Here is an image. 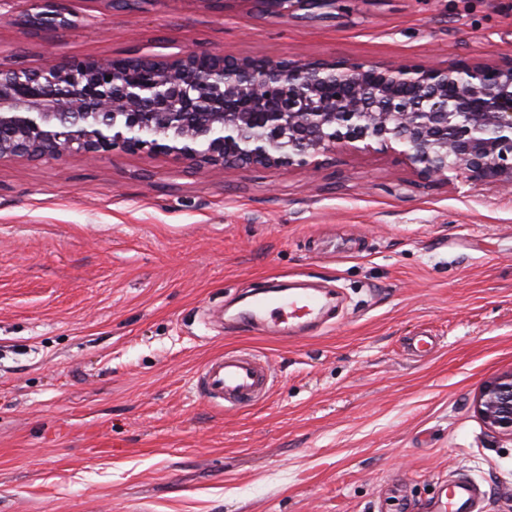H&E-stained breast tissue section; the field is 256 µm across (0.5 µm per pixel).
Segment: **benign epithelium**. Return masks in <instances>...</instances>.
Listing matches in <instances>:
<instances>
[{
    "label": "benign epithelium",
    "mask_w": 512,
    "mask_h": 512,
    "mask_svg": "<svg viewBox=\"0 0 512 512\" xmlns=\"http://www.w3.org/2000/svg\"><path fill=\"white\" fill-rule=\"evenodd\" d=\"M326 14L336 0H259L268 14ZM34 28L71 22L42 0ZM32 93L0 67V162L116 149L197 169L226 165L312 169L338 148L377 143L423 177L512 185V58L385 66L340 58L233 62L191 49L147 82L112 61L53 58L26 72ZM477 412L512 438V371L486 384Z\"/></svg>",
    "instance_id": "obj_1"
}]
</instances>
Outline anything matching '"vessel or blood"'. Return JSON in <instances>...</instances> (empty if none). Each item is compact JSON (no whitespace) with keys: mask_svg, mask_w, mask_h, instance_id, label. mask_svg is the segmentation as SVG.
Segmentation results:
<instances>
[{"mask_svg":"<svg viewBox=\"0 0 512 512\" xmlns=\"http://www.w3.org/2000/svg\"><path fill=\"white\" fill-rule=\"evenodd\" d=\"M263 309L271 333L294 336L295 324H310L319 309V300L307 292L266 298ZM271 367L267 360L239 349L211 357L199 370L197 384L202 396L227 411L250 409L269 392ZM477 488L463 480L443 491L432 504V512H475Z\"/></svg>","mask_w":512,"mask_h":512,"instance_id":"vessel-or-blood-1","label":"vessel or blood"}]
</instances>
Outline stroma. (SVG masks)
<instances>
[{"mask_svg":"<svg viewBox=\"0 0 512 512\" xmlns=\"http://www.w3.org/2000/svg\"><path fill=\"white\" fill-rule=\"evenodd\" d=\"M0 0V63L48 57L336 56L385 65L512 57V0H337L332 17L253 0ZM333 308L310 337L239 332L271 283ZM434 337L425 357L412 338ZM272 369L226 412L214 354ZM512 370V186L419 175L373 146L317 169H195L113 151L0 163V512H421L445 485L512 512V440L474 409ZM54 0H42L44 11L29 15V25L34 28H56L70 26L71 22L54 6ZM271 367L267 360L245 349L211 357L199 370L197 384L202 396L224 411L250 409L269 392Z\"/></svg>","mask_w":512,"mask_h":512,"instance_id":"stroma-1","label":"stroma"}]
</instances>
